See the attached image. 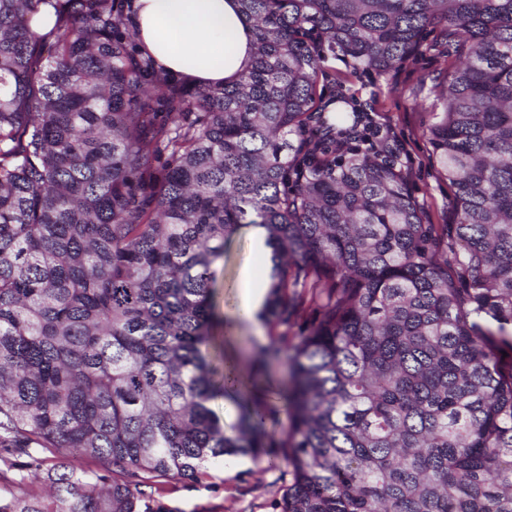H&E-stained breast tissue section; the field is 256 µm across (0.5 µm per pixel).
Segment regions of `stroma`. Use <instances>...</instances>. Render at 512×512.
Returning a JSON list of instances; mask_svg holds the SVG:
<instances>
[{
    "mask_svg": "<svg viewBox=\"0 0 512 512\" xmlns=\"http://www.w3.org/2000/svg\"><path fill=\"white\" fill-rule=\"evenodd\" d=\"M458 57L448 44L446 33L429 34L419 55L409 58L388 74L352 73L348 63L329 58L324 69L335 74L343 92L353 95L373 117L381 138L401 140L415 160L408 172L409 183L429 223L455 221L452 196L446 180L434 167L426 138L432 120L435 89L450 64ZM230 257L217 279L224 287L218 298L219 311L230 317L224 332L231 350L245 363H252L255 327L233 321L240 302L242 275L266 279L268 257L257 255L246 230H239L229 244ZM289 481L287 470L267 468L265 460L230 457L207 464L196 482L155 478L149 502L156 512H275Z\"/></svg>",
    "mask_w": 512,
    "mask_h": 512,
    "instance_id": "35a3bbf8",
    "label": "stroma"
}]
</instances>
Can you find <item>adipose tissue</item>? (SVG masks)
Instances as JSON below:
<instances>
[{
    "mask_svg": "<svg viewBox=\"0 0 512 512\" xmlns=\"http://www.w3.org/2000/svg\"><path fill=\"white\" fill-rule=\"evenodd\" d=\"M131 31L156 68L192 86L232 84L254 59L238 0H134Z\"/></svg>",
    "mask_w": 512,
    "mask_h": 512,
    "instance_id": "obj_1",
    "label": "adipose tissue"
}]
</instances>
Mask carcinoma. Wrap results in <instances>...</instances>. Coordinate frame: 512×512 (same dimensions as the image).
I'll return each mask as SVG.
<instances>
[{
  "label": "carcinoma",
  "mask_w": 512,
  "mask_h": 512,
  "mask_svg": "<svg viewBox=\"0 0 512 512\" xmlns=\"http://www.w3.org/2000/svg\"><path fill=\"white\" fill-rule=\"evenodd\" d=\"M239 3L254 64L184 89L138 51L127 0H0V453L103 468L34 469L47 499L0 477V512H154L144 480L257 454L272 409L213 352L244 224L272 248L262 320L288 326L302 290L317 312L261 347L291 378L278 512H512V0ZM439 28L462 55L427 130L452 224L395 162L336 152L377 130L319 88L325 52L383 74Z\"/></svg>",
  "instance_id": "obj_1"
}]
</instances>
